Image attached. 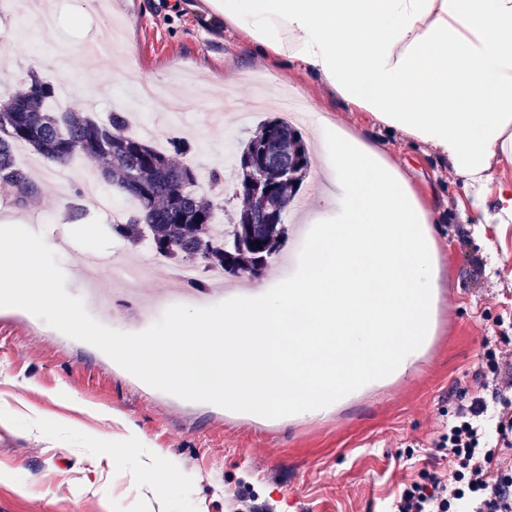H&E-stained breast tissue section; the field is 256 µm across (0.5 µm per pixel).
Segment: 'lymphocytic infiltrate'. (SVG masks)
<instances>
[{
    "label": "lymphocytic infiltrate",
    "mask_w": 512,
    "mask_h": 512,
    "mask_svg": "<svg viewBox=\"0 0 512 512\" xmlns=\"http://www.w3.org/2000/svg\"><path fill=\"white\" fill-rule=\"evenodd\" d=\"M486 415L478 399L458 408L436 444L448 459L447 472L404 487L391 512H512V460L502 449L512 439V410L495 416L499 444L494 448L481 444Z\"/></svg>",
    "instance_id": "obj_1"
}]
</instances>
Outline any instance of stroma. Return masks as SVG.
I'll use <instances>...</instances> for the list:
<instances>
[{
	"label": "stroma",
	"mask_w": 512,
	"mask_h": 512,
	"mask_svg": "<svg viewBox=\"0 0 512 512\" xmlns=\"http://www.w3.org/2000/svg\"><path fill=\"white\" fill-rule=\"evenodd\" d=\"M9 7L11 17L0 20V98L19 91L16 75L36 69L70 86L71 110H129L159 131L180 128L192 144L185 161L204 176L224 170L230 150L278 113L281 92L301 98L311 118L296 125L316 159L264 283L287 275L320 206L319 117L386 145L434 215L444 265L437 334L413 371L318 416L260 424L149 384L54 312L0 299V430L11 436L0 445V512H235L242 497L272 512H387L402 485L447 471L435 442L460 401L480 397L494 410L512 400V391L488 387L491 365L512 362V223L466 222L474 191L446 156L381 126L292 61L258 54L206 0H49L57 20L51 43L16 0ZM116 38L124 62L153 84L151 97L114 83L111 69L75 58L63 73L49 63L60 46ZM70 203L45 181L33 207L0 205V225L31 240L57 294L96 335H165L171 306L190 303L169 262L140 284V297L157 302L151 314L123 300L102 312L85 306L75 274L81 252L120 244L96 205L81 199L74 221ZM61 224L74 252L58 251ZM129 429L139 434V452L118 455ZM159 451L179 465L180 479L141 484L145 462Z\"/></svg>",
	"instance_id": "35a3bbf8"
}]
</instances>
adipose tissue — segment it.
<instances>
[{
	"mask_svg": "<svg viewBox=\"0 0 512 512\" xmlns=\"http://www.w3.org/2000/svg\"><path fill=\"white\" fill-rule=\"evenodd\" d=\"M258 52L297 63L381 125L446 155L483 190L512 161V0H207ZM324 211L307 253L276 287L233 293L224 311L177 310L166 336L106 337L131 373L264 420L316 416L405 376L438 326L441 255L431 214L385 148L323 128ZM0 235L10 301L80 316L11 226Z\"/></svg>",
	"mask_w": 512,
	"mask_h": 512,
	"instance_id": "ef3b65f1",
	"label": "adipose tissue"
}]
</instances>
